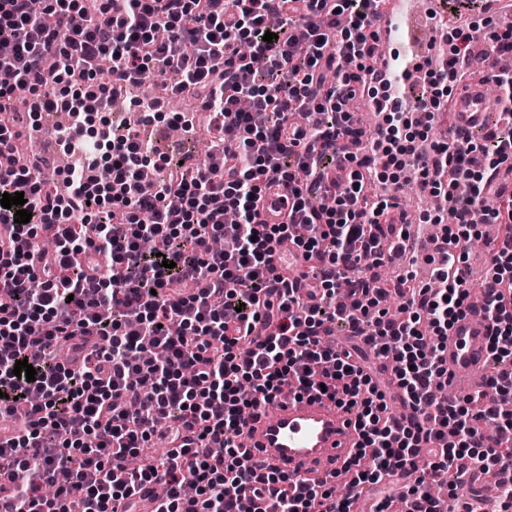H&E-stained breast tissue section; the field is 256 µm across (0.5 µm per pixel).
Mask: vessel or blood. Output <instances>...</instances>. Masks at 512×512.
Returning <instances> with one entry per match:
<instances>
[{
	"mask_svg": "<svg viewBox=\"0 0 512 512\" xmlns=\"http://www.w3.org/2000/svg\"><path fill=\"white\" fill-rule=\"evenodd\" d=\"M491 109L487 85L476 79L453 94L442 118L452 129L472 130L480 128ZM287 213V188L269 186L260 206L261 222L281 223ZM487 336V324L477 309L449 328L442 358L453 396L480 389L490 358ZM356 440L353 415L314 392L280 400L271 410L256 409L242 453L251 466H271L306 483L328 485L352 454Z\"/></svg>",
	"mask_w": 512,
	"mask_h": 512,
	"instance_id": "b4317fda",
	"label": "vessel or blood"
}]
</instances>
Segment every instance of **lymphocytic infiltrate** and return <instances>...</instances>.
Masks as SVG:
<instances>
[{
  "label": "lymphocytic infiltrate",
  "mask_w": 512,
  "mask_h": 512,
  "mask_svg": "<svg viewBox=\"0 0 512 512\" xmlns=\"http://www.w3.org/2000/svg\"><path fill=\"white\" fill-rule=\"evenodd\" d=\"M385 0H0V194L23 193L28 223L0 207L14 232L0 257V412L23 414L0 440V512H137V493L164 486L163 512H352L367 486L416 469L407 512H473L468 475L497 467L498 512H512V414L466 395L442 403L448 329L482 299L488 348L505 360L512 340V195L492 199V177L511 171L512 70L489 76L499 116L483 144L471 133L433 140L432 112L477 77L467 67L478 35L461 10L443 27L430 63L401 66L377 85L374 44ZM275 33L264 41L265 32ZM146 73L170 97L193 96L216 134L237 148L203 164L160 157L129 120L103 121L73 151L65 192L17 167L26 149L13 129L18 90L32 114L68 112L85 129L112 88ZM377 104V137L353 113ZM109 151L102 180L93 154ZM420 181L440 205L445 271L430 283L386 277V245L405 253L409 224L395 225V196L371 199L370 181ZM292 196L287 222L265 224L266 185ZM232 210L238 221H224ZM499 237L480 283L467 268L470 230ZM308 260L300 283H279L282 245ZM173 268L163 267V260ZM399 299L395 310L385 307ZM270 332L253 345L257 324ZM349 330L352 347L324 342ZM391 358L390 382L414 417L402 422L362 358ZM28 360L35 381L13 373ZM326 392L355 417L359 446L346 493L256 471L237 448L248 411L290 391ZM163 437L169 451L142 448ZM447 483L448 496L429 487Z\"/></svg>",
  "instance_id": "obj_1"
}]
</instances>
